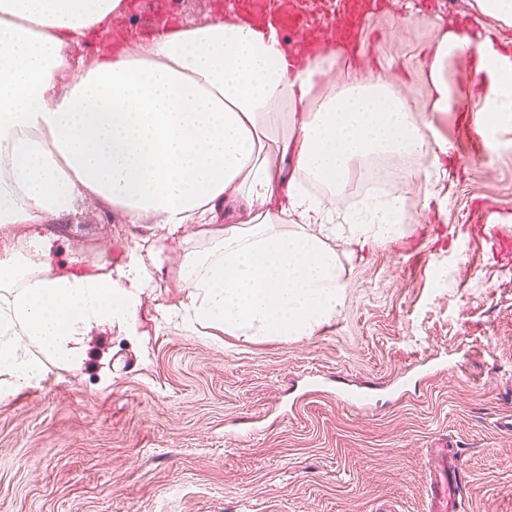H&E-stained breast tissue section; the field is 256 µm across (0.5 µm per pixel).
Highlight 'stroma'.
Wrapping results in <instances>:
<instances>
[{"label":"stroma","mask_w":512,"mask_h":512,"mask_svg":"<svg viewBox=\"0 0 512 512\" xmlns=\"http://www.w3.org/2000/svg\"><path fill=\"white\" fill-rule=\"evenodd\" d=\"M213 0H163L123 26L211 17ZM496 37L512 27L473 0H383L355 59L385 73L435 134L431 186L407 194L408 222L384 245H332L343 305L288 341L210 336L178 318L187 290L158 276L133 335L99 331L77 371L50 367L0 398V512H425L422 450L445 438L463 461V512H512V112L486 125L480 60L449 58L455 100L427 111L425 61L444 32ZM62 271L91 273L143 253L153 227L82 202L63 224ZM376 386L361 410L337 388Z\"/></svg>","instance_id":"stroma-1"}]
</instances>
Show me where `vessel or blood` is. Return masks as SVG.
Wrapping results in <instances>:
<instances>
[{
	"instance_id": "obj_1",
	"label": "vessel or blood",
	"mask_w": 512,
	"mask_h": 512,
	"mask_svg": "<svg viewBox=\"0 0 512 512\" xmlns=\"http://www.w3.org/2000/svg\"><path fill=\"white\" fill-rule=\"evenodd\" d=\"M372 0H321L319 14H312L308 0H248L252 21L273 25L304 56L331 43L344 47L356 43ZM429 512H457L462 463L458 451L441 443L430 451Z\"/></svg>"
}]
</instances>
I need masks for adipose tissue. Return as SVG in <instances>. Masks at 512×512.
Returning a JSON list of instances; mask_svg holds the SVG:
<instances>
[{
    "label": "adipose tissue",
    "instance_id": "obj_1",
    "mask_svg": "<svg viewBox=\"0 0 512 512\" xmlns=\"http://www.w3.org/2000/svg\"><path fill=\"white\" fill-rule=\"evenodd\" d=\"M123 0H0V396L79 368L98 329L135 324L163 237H198L175 272L186 321L231 336H309L342 304V265L327 240L396 235L399 199L346 204L354 166L413 158L433 134L405 95L371 73L342 79L332 50L293 63L274 28L212 16L112 46L90 36ZM449 30L427 64L428 111L452 104ZM163 232L147 259L63 274L44 224L78 202ZM319 232H311V225Z\"/></svg>",
    "mask_w": 512,
    "mask_h": 512
}]
</instances>
